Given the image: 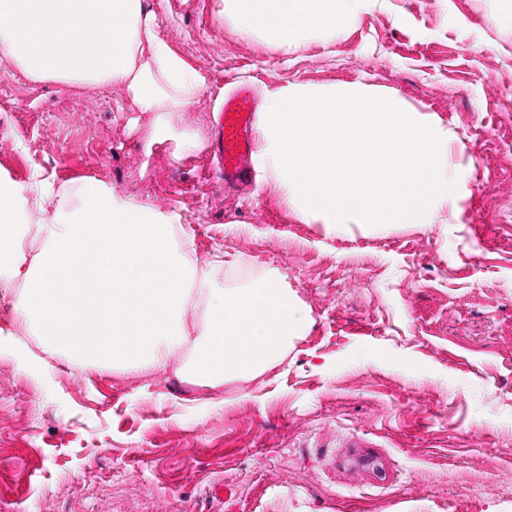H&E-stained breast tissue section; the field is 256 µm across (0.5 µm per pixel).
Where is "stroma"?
<instances>
[{
	"mask_svg": "<svg viewBox=\"0 0 512 512\" xmlns=\"http://www.w3.org/2000/svg\"><path fill=\"white\" fill-rule=\"evenodd\" d=\"M201 90L145 150L122 88L0 55V179L94 185L182 225L221 285L277 278L308 323L214 391L57 351L29 366L0 288V512H512V0H366L337 38L245 37L224 0H147ZM368 86L450 137L441 223L305 221L266 169L228 192L225 94ZM199 136L187 149L179 138Z\"/></svg>",
	"mask_w": 512,
	"mask_h": 512,
	"instance_id": "35a3bbf8",
	"label": "stroma"
}]
</instances>
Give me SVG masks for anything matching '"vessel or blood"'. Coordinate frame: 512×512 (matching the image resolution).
<instances>
[{"label": "vessel or blood", "mask_w": 512, "mask_h": 512, "mask_svg": "<svg viewBox=\"0 0 512 512\" xmlns=\"http://www.w3.org/2000/svg\"><path fill=\"white\" fill-rule=\"evenodd\" d=\"M256 125V106L248 88H239L225 97L216 142V153L223 163L225 188H237L253 175Z\"/></svg>", "instance_id": "1"}]
</instances>
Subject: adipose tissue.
Here are the masks:
<instances>
[{"mask_svg":"<svg viewBox=\"0 0 512 512\" xmlns=\"http://www.w3.org/2000/svg\"><path fill=\"white\" fill-rule=\"evenodd\" d=\"M364 0H224L244 36L288 48L301 34L343 35ZM143 0H0V53L37 80L112 83L134 110L165 117L200 92L184 59L156 32ZM49 216L17 232L20 192L0 184V288L46 350L117 370L172 368L201 389L255 378L283 359L307 318L277 279L216 287L224 260L190 264L181 225L96 187L53 188Z\"/></svg>","mask_w":512,"mask_h":512,"instance_id":"adipose-tissue-1","label":"adipose tissue"}]
</instances>
